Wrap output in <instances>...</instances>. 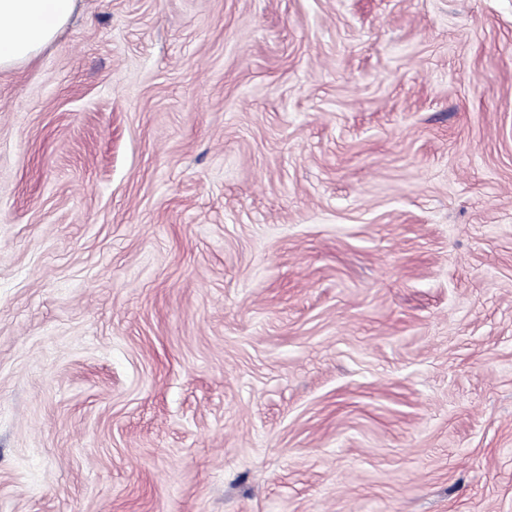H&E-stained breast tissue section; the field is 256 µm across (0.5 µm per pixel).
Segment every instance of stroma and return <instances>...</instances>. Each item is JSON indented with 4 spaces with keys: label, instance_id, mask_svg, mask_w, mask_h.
Returning a JSON list of instances; mask_svg holds the SVG:
<instances>
[{
    "label": "stroma",
    "instance_id": "obj_1",
    "mask_svg": "<svg viewBox=\"0 0 512 512\" xmlns=\"http://www.w3.org/2000/svg\"><path fill=\"white\" fill-rule=\"evenodd\" d=\"M0 512H512V0H80L0 73Z\"/></svg>",
    "mask_w": 512,
    "mask_h": 512
}]
</instances>
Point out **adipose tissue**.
<instances>
[{
    "label": "adipose tissue",
    "instance_id": "1",
    "mask_svg": "<svg viewBox=\"0 0 512 512\" xmlns=\"http://www.w3.org/2000/svg\"><path fill=\"white\" fill-rule=\"evenodd\" d=\"M76 6L77 0H0V72L34 59Z\"/></svg>",
    "mask_w": 512,
    "mask_h": 512
}]
</instances>
